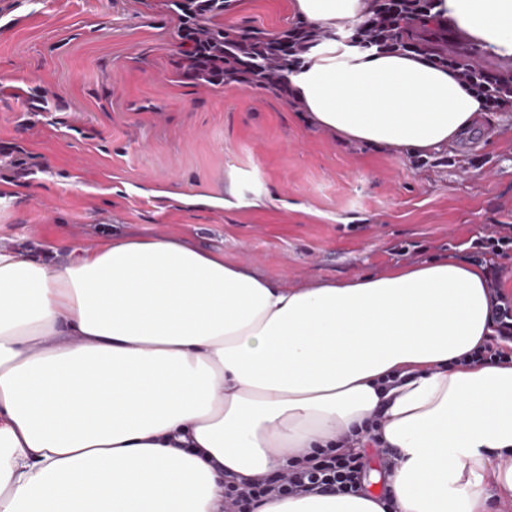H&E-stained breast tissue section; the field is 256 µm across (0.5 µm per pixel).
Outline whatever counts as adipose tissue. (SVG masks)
I'll use <instances>...</instances> for the list:
<instances>
[{
  "label": "adipose tissue",
  "instance_id": "adipose-tissue-1",
  "mask_svg": "<svg viewBox=\"0 0 512 512\" xmlns=\"http://www.w3.org/2000/svg\"><path fill=\"white\" fill-rule=\"evenodd\" d=\"M335 28L363 0H295ZM512 54V0H444ZM290 86L347 139L427 152L480 110L426 54L311 49ZM0 249V512H224L228 476L282 472L337 438L398 458L354 494L254 512H493L512 499V363L462 365L492 333L487 272L447 257L289 288L170 237Z\"/></svg>",
  "mask_w": 512,
  "mask_h": 512
}]
</instances>
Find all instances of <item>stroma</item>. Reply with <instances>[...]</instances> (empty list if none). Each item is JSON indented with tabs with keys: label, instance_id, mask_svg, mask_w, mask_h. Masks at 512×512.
Returning a JSON list of instances; mask_svg holds the SVG:
<instances>
[{
	"label": "stroma",
	"instance_id": "35a3bbf8",
	"mask_svg": "<svg viewBox=\"0 0 512 512\" xmlns=\"http://www.w3.org/2000/svg\"><path fill=\"white\" fill-rule=\"evenodd\" d=\"M281 33L294 0L219 17ZM170 0H0V248L181 237L291 288L454 256L512 224V112L418 158L343 139L264 87L185 78ZM56 92L42 116L37 90Z\"/></svg>",
	"mask_w": 512,
	"mask_h": 512
}]
</instances>
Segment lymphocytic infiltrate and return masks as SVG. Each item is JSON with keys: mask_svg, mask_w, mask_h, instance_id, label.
I'll list each match as a JSON object with an SVG mask.
<instances>
[{"mask_svg": "<svg viewBox=\"0 0 512 512\" xmlns=\"http://www.w3.org/2000/svg\"><path fill=\"white\" fill-rule=\"evenodd\" d=\"M440 0H365L360 22L351 27L347 46L379 53H418L425 48L413 33L414 27L435 24L437 31L448 29L434 13ZM322 26L297 23L288 31V66L301 67L311 48L334 39ZM433 63L448 69L480 100L483 111L512 112V74L482 67L464 52L429 51ZM471 256L484 263L487 286L495 302L493 334L483 346L465 357V364L486 361L512 362V296L500 287L499 259L512 256V224L498 225L488 235L474 239ZM368 467L364 454L346 449L344 440L323 449L298 470L279 476L255 478L226 484V512H253L256 502L307 493L351 494L362 488Z\"/></svg>", "mask_w": 512, "mask_h": 512, "instance_id": "f902f5d3", "label": "lymphocytic infiltrate"}]
</instances>
